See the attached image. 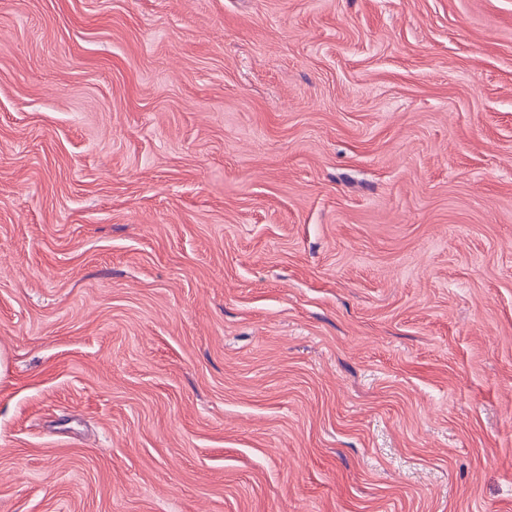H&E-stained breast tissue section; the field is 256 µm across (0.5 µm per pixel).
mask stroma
<instances>
[{
	"label": "stroma",
	"instance_id": "obj_1",
	"mask_svg": "<svg viewBox=\"0 0 512 512\" xmlns=\"http://www.w3.org/2000/svg\"><path fill=\"white\" fill-rule=\"evenodd\" d=\"M0 512H512V0H0Z\"/></svg>",
	"mask_w": 512,
	"mask_h": 512
}]
</instances>
